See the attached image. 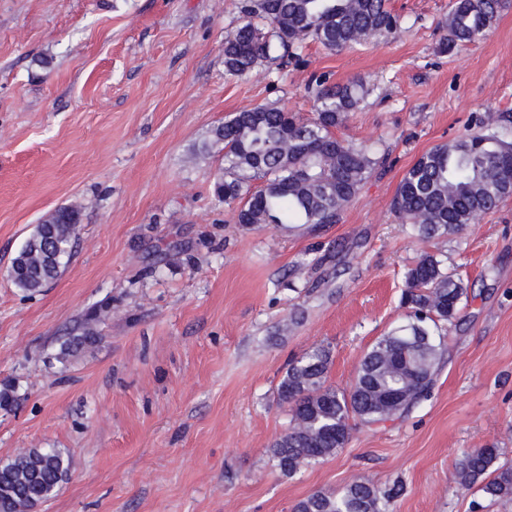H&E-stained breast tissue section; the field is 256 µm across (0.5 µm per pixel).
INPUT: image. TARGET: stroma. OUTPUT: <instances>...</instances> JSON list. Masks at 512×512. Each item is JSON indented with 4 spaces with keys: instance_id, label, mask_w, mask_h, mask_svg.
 <instances>
[{
    "instance_id": "1",
    "label": "stroma",
    "mask_w": 512,
    "mask_h": 512,
    "mask_svg": "<svg viewBox=\"0 0 512 512\" xmlns=\"http://www.w3.org/2000/svg\"><path fill=\"white\" fill-rule=\"evenodd\" d=\"M453 0H388L403 19L342 51L306 42L287 67L224 71L240 0H0V460L58 448L71 469L37 512H294L316 492L399 485L394 512H512L458 490L467 451L512 460V197L458 232L420 238L391 202L432 147L494 114L512 141V0L446 50ZM371 92L336 136L385 160L335 224L236 221L218 201L225 117L275 104L308 119L312 77ZM82 210L57 280L24 296L11 261L55 208ZM444 260L467 287L428 397L401 419H350L333 456L280 472L277 386L329 349L349 387L361 356L405 324L404 273ZM106 309L99 341L60 343Z\"/></svg>"
}]
</instances>
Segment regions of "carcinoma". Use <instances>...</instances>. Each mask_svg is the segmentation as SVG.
Segmentation results:
<instances>
[{
	"label": "carcinoma",
	"instance_id": "1",
	"mask_svg": "<svg viewBox=\"0 0 512 512\" xmlns=\"http://www.w3.org/2000/svg\"><path fill=\"white\" fill-rule=\"evenodd\" d=\"M501 0H455L448 13L446 41L479 40L497 18ZM243 22L224 43V69L233 77L269 61L298 57L306 40L331 50L359 45L377 34H393L398 19L387 0H243ZM314 117L303 120L274 105L232 114L211 130L204 152L218 146L222 165L214 194L235 202L237 223L335 224L361 185L383 164L373 152L336 137L369 93L361 82L308 86ZM262 181L258 187L254 180ZM512 196V142L501 137L493 116L484 131L436 146L421 155L401 179L391 206L401 223L423 238L448 234L497 208ZM81 209L49 213L12 259L9 275L22 293H39L58 277L74 249ZM404 304L409 322L382 336L358 362L349 389L326 384L330 352L318 348L291 364L277 394L289 406L291 425L271 445L276 466L291 475L344 447L348 420L371 426L401 418L424 398L443 347V325L460 310L466 287L432 255L421 256L405 273ZM97 316L67 337L65 359L96 344ZM497 448L467 453L456 472L458 488H473L493 501L512 500V463ZM70 462L57 448H29L0 461V512H36L67 477ZM399 489L354 482L339 495L314 493L295 512H393Z\"/></svg>",
	"mask_w": 512,
	"mask_h": 512
}]
</instances>
